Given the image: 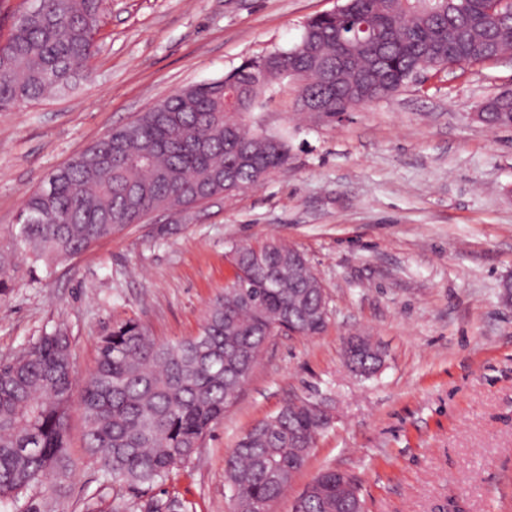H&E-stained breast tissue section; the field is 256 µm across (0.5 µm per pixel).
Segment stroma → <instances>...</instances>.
Segmentation results:
<instances>
[{
  "mask_svg": "<svg viewBox=\"0 0 512 512\" xmlns=\"http://www.w3.org/2000/svg\"><path fill=\"white\" fill-rule=\"evenodd\" d=\"M337 0H106L97 52L67 92L0 112V246L12 247L0 295V357L60 328L74 381L101 336L132 319L164 343L198 334L235 268L230 249L269 239L302 252L326 290L316 336L272 337L239 397L156 498L188 512H231L227 457L247 430L304 399L331 427L273 512L335 468L361 483L367 512H512V130L473 119L512 89V56L428 72L336 120L297 111L284 80L250 125L288 139L287 168L183 213L151 215L45 268L13 246L21 208L49 174L174 91L291 49ZM366 333L384 362L370 379L342 358ZM69 418L73 474L0 512H86L120 486Z\"/></svg>",
  "mask_w": 512,
  "mask_h": 512,
  "instance_id": "stroma-1",
  "label": "stroma"
}]
</instances>
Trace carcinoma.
Returning <instances> with one entry per match:
<instances>
[{"label":"carcinoma","instance_id":"obj_1","mask_svg":"<svg viewBox=\"0 0 512 512\" xmlns=\"http://www.w3.org/2000/svg\"><path fill=\"white\" fill-rule=\"evenodd\" d=\"M18 17L0 44V112L64 92L94 55L102 0H45ZM342 14L310 19L315 54L289 59L297 98L339 117L385 99L418 74L475 64L512 50V14L493 17L488 0H347ZM256 61L221 79L174 93L115 128L60 166L25 201L13 240L50 266L78 255L112 230L139 224L157 208L208 201L218 190H244L288 164V143H265L246 117L281 80L255 85ZM498 128L512 127V94L485 108ZM244 149L257 165L238 164ZM233 178L226 181L224 174ZM236 280L210 302L199 335L159 343L135 320L101 337L79 406L85 448L102 475L145 492L190 461L211 425L237 398L270 337L290 330L315 336L327 317L321 281L297 249L271 239L234 249ZM345 348L352 372L374 374L382 358L371 340ZM69 337L41 336L0 358V503L73 472L68 422L73 403ZM327 428L321 413L292 403L259 422L226 460L232 512H271ZM186 512L178 499L115 498L106 512ZM357 479L329 469L297 497L293 512H360Z\"/></svg>","mask_w":512,"mask_h":512}]
</instances>
